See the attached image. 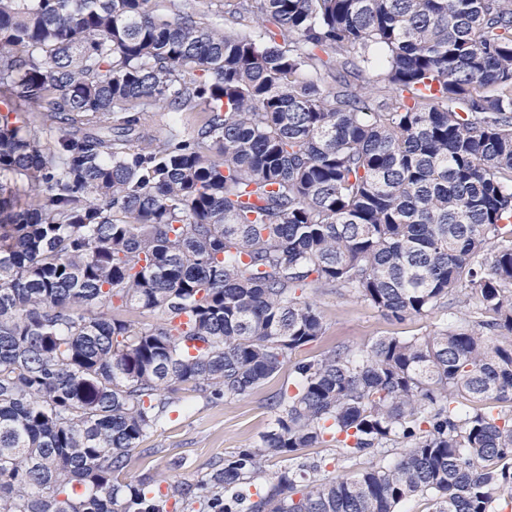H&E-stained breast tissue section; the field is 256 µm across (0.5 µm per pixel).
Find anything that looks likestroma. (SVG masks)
<instances>
[{
  "label": "stroma",
  "mask_w": 512,
  "mask_h": 512,
  "mask_svg": "<svg viewBox=\"0 0 512 512\" xmlns=\"http://www.w3.org/2000/svg\"><path fill=\"white\" fill-rule=\"evenodd\" d=\"M324 315L325 334L293 353V360L310 359L341 345L362 346L380 336H424L440 326L446 312L464 314V307L449 301L448 309L399 322L337 288L310 291ZM289 369L252 392L229 402L206 404L192 393L179 391L180 406L136 449L130 473L155 480H193L212 464L223 462L238 449L256 442L273 418L271 397L288 387Z\"/></svg>",
  "instance_id": "obj_1"
}]
</instances>
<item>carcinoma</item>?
Listing matches in <instances>:
<instances>
[{
	"label": "carcinoma",
	"mask_w": 512,
	"mask_h": 512,
	"mask_svg": "<svg viewBox=\"0 0 512 512\" xmlns=\"http://www.w3.org/2000/svg\"><path fill=\"white\" fill-rule=\"evenodd\" d=\"M150 3L0 0V512L512 507V0ZM326 285L472 310L294 364L194 482L128 477L176 387L235 400L321 338ZM331 444L381 460L329 479ZM187 3L195 12L205 14L209 22L223 26H240L228 14H224V0H187ZM146 117L159 134L165 135L171 128H174L186 135L196 127L201 114L200 112H180L173 119L172 114L167 110L156 109L154 112H147Z\"/></svg>",
	"instance_id": "1"
}]
</instances>
